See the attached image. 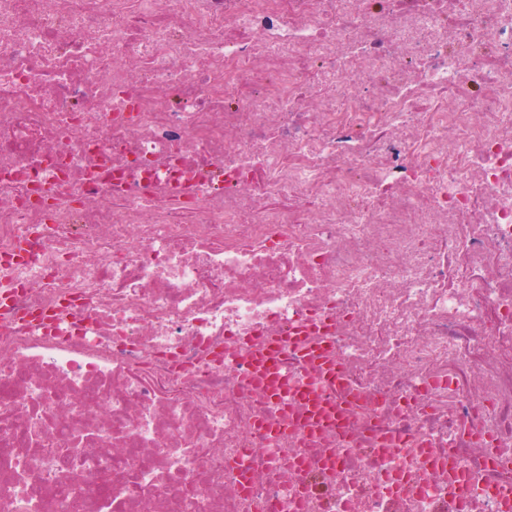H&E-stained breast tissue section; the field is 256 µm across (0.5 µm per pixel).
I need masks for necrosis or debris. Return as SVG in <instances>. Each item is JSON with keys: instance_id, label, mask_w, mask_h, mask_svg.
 I'll return each mask as SVG.
<instances>
[{"instance_id": "4bbe7bcc", "label": "necrosis or debris", "mask_w": 512, "mask_h": 512, "mask_svg": "<svg viewBox=\"0 0 512 512\" xmlns=\"http://www.w3.org/2000/svg\"><path fill=\"white\" fill-rule=\"evenodd\" d=\"M76 482L512 512V0H0V512Z\"/></svg>"}]
</instances>
